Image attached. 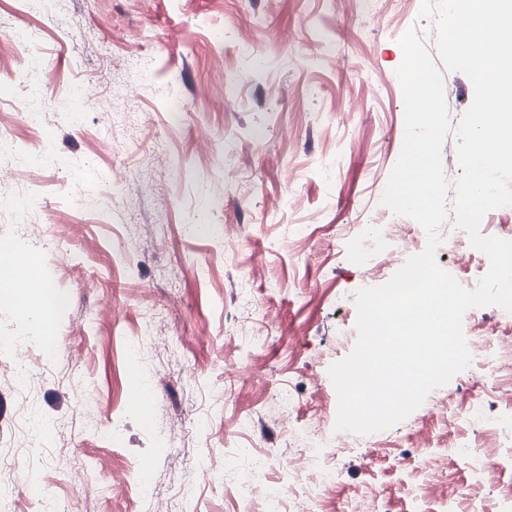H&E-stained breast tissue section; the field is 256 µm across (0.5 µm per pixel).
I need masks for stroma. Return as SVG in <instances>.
<instances>
[{
  "label": "stroma",
  "instance_id": "obj_1",
  "mask_svg": "<svg viewBox=\"0 0 512 512\" xmlns=\"http://www.w3.org/2000/svg\"><path fill=\"white\" fill-rule=\"evenodd\" d=\"M421 4L42 0L32 13L0 0V241L68 299L46 325L0 303V512H261L235 488L304 475L295 448L320 418V444L340 451L327 512H497L472 466L512 483V429L448 414L486 395L507 407L512 380L491 394L464 370L390 428L335 430L329 368L357 341L354 295L427 244L406 216L370 264L347 256L402 150L398 40L412 27L434 44ZM14 25L40 31L38 54L7 39ZM85 82L95 98L74 94ZM443 83L452 185L473 87L459 72ZM28 99L44 112L34 155ZM99 193L106 221L83 205ZM435 257L462 282L490 267L462 245ZM23 356L24 399L10 383ZM284 389L290 428L274 410Z\"/></svg>",
  "mask_w": 512,
  "mask_h": 512
}]
</instances>
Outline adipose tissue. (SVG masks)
I'll use <instances>...</instances> for the list:
<instances>
[{"label":"adipose tissue","mask_w":512,"mask_h":512,"mask_svg":"<svg viewBox=\"0 0 512 512\" xmlns=\"http://www.w3.org/2000/svg\"><path fill=\"white\" fill-rule=\"evenodd\" d=\"M33 259L18 243L10 241L0 247V299L14 301L22 314L48 321L62 309V295L46 297L44 282L32 272Z\"/></svg>","instance_id":"obj_1"}]
</instances>
